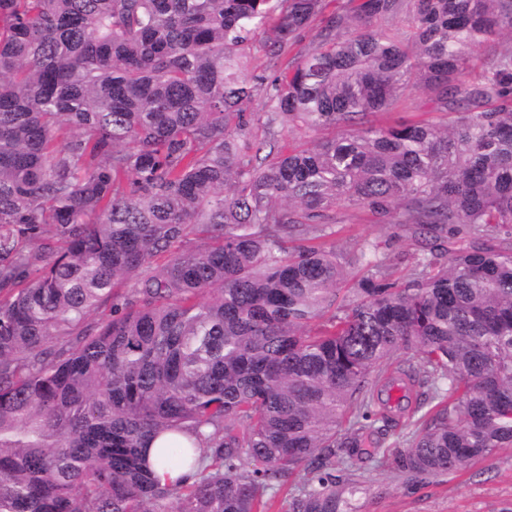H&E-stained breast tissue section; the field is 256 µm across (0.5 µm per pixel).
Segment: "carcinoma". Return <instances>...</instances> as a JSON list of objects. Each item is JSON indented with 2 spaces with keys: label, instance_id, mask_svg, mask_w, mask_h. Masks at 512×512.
Here are the masks:
<instances>
[{
  "label": "carcinoma",
  "instance_id": "obj_1",
  "mask_svg": "<svg viewBox=\"0 0 512 512\" xmlns=\"http://www.w3.org/2000/svg\"><path fill=\"white\" fill-rule=\"evenodd\" d=\"M328 5L0 0V512H270L297 478L288 512H344L394 380L432 403L406 483L512 447V0ZM418 87L448 121L364 125ZM341 206L410 272L327 246ZM390 224L377 223L373 217L358 210L341 208L336 211V224L332 230L336 234L328 240L336 245L337 251H349L361 245L377 244L385 251L394 266V276L405 274L416 261L417 247L410 236L401 230H396ZM394 231L399 238H390Z\"/></svg>",
  "mask_w": 512,
  "mask_h": 512
}]
</instances>
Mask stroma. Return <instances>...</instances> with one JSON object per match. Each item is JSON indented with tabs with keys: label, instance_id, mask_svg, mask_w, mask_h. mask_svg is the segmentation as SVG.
Masks as SVG:
<instances>
[{
	"label": "stroma",
	"instance_id": "obj_1",
	"mask_svg": "<svg viewBox=\"0 0 512 512\" xmlns=\"http://www.w3.org/2000/svg\"><path fill=\"white\" fill-rule=\"evenodd\" d=\"M330 241L343 252L379 245L398 276L405 274L417 258V248L408 234L394 235L389 225L350 208L337 210ZM390 403L402 406L403 411L398 426L383 441L388 454L383 465L366 462L354 466L344 485L345 512H512V448L499 449L460 473L438 477L418 488L409 487L393 455L413 428L418 400H403L401 392L394 390Z\"/></svg>",
	"mask_w": 512,
	"mask_h": 512
}]
</instances>
